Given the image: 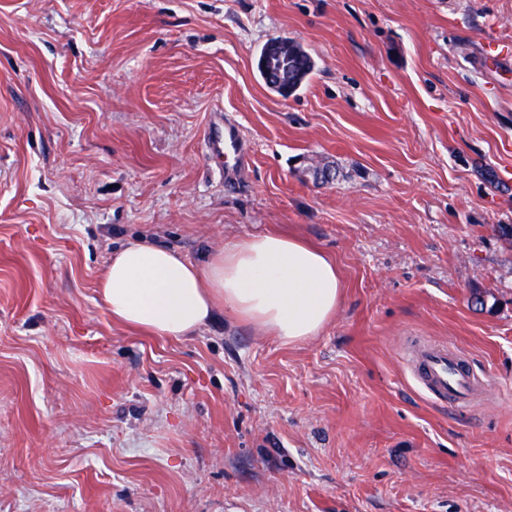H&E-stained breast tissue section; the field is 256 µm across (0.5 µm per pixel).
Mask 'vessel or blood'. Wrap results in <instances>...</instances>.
I'll use <instances>...</instances> for the list:
<instances>
[{"mask_svg":"<svg viewBox=\"0 0 512 512\" xmlns=\"http://www.w3.org/2000/svg\"><path fill=\"white\" fill-rule=\"evenodd\" d=\"M211 145L218 156L237 158L242 153L238 130L231 123L225 124L223 137L212 139ZM414 374L419 385L436 399L467 407L474 377L458 350L435 340L422 343L416 351Z\"/></svg>","mask_w":512,"mask_h":512,"instance_id":"1","label":"vessel or blood"}]
</instances>
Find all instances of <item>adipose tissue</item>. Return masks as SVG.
<instances>
[{
    "label": "adipose tissue",
    "mask_w": 512,
    "mask_h": 512,
    "mask_svg": "<svg viewBox=\"0 0 512 512\" xmlns=\"http://www.w3.org/2000/svg\"><path fill=\"white\" fill-rule=\"evenodd\" d=\"M98 288L113 321L161 338L193 335L221 309L288 345L317 336L343 299L335 262L277 233L225 243L201 264L131 241L113 251Z\"/></svg>",
    "instance_id": "1"
}]
</instances>
